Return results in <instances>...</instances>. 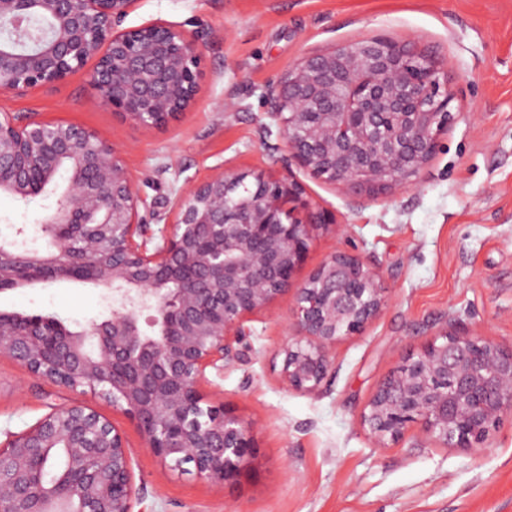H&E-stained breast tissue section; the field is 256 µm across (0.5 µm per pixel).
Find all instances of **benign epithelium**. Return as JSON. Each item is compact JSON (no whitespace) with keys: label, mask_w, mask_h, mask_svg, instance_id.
I'll return each mask as SVG.
<instances>
[{"label":"benign epithelium","mask_w":512,"mask_h":512,"mask_svg":"<svg viewBox=\"0 0 512 512\" xmlns=\"http://www.w3.org/2000/svg\"><path fill=\"white\" fill-rule=\"evenodd\" d=\"M135 0H0V92L51 86L95 61L91 82L112 111L162 127L197 99L202 36L173 22L121 23ZM298 165L349 197L416 185L454 120L447 72L415 42L372 37L302 58L269 93ZM66 184L42 236L0 237V290L90 283L109 316L71 331L53 318L0 312V357L37 379L122 411L167 470L184 464L233 482L256 448L251 427L202 385L234 358L243 324L288 291L314 239L339 229L293 176L220 169L179 199L159 242L122 152L70 123L0 113V193L27 202ZM387 305L381 272L336 251L295 288L284 384L317 390L333 349ZM150 313V331L140 318ZM512 412V346L443 328L380 381L361 414L379 448L415 426L447 448H485ZM63 475L50 481L56 457ZM141 489L123 433L94 407L55 405L0 442V512H132Z\"/></svg>","instance_id":"1"}]
</instances>
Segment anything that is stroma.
Here are the masks:
<instances>
[{"label": "stroma", "instance_id": "stroma-1", "mask_svg": "<svg viewBox=\"0 0 512 512\" xmlns=\"http://www.w3.org/2000/svg\"><path fill=\"white\" fill-rule=\"evenodd\" d=\"M156 20L204 34L197 102L166 126L116 115L85 68L1 95L0 111L72 123L119 146L139 193L168 223L184 190L217 168L293 174L345 226L314 240L296 282L349 251L380 269L388 304L337 343L313 393L282 382L292 293L245 322L237 358L208 370L205 385L254 429L255 454L237 483L165 471L110 402L33 378L6 357L0 438L54 405L95 407L132 451L141 512H512V413L478 451L438 447L413 427L379 448L361 425L379 381L446 324L512 346V0H137L123 25ZM378 36L417 42L444 62L454 121L416 186L352 199L289 159L268 92L302 57ZM45 204L0 195V234L34 232ZM109 304L104 291L74 282L0 292V311L56 315L72 330L104 319Z\"/></svg>", "mask_w": 512, "mask_h": 512}]
</instances>
